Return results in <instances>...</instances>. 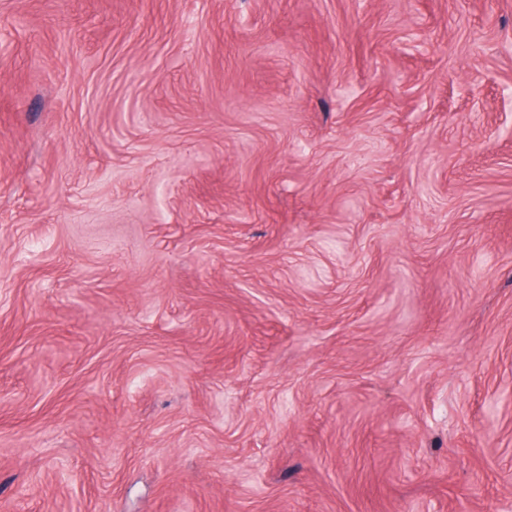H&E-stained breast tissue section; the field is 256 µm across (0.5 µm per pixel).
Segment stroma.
<instances>
[{
  "label": "stroma",
  "instance_id": "stroma-1",
  "mask_svg": "<svg viewBox=\"0 0 512 512\" xmlns=\"http://www.w3.org/2000/svg\"><path fill=\"white\" fill-rule=\"evenodd\" d=\"M0 512H512V0H0Z\"/></svg>",
  "mask_w": 512,
  "mask_h": 512
}]
</instances>
